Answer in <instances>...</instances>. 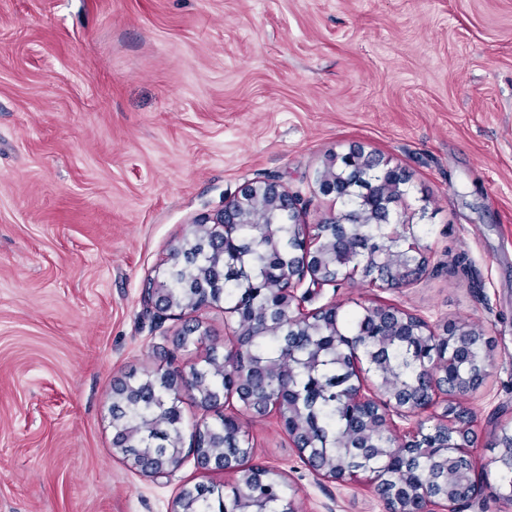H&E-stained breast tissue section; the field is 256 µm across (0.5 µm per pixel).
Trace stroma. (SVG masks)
Returning a JSON list of instances; mask_svg holds the SVG:
<instances>
[{"mask_svg": "<svg viewBox=\"0 0 512 512\" xmlns=\"http://www.w3.org/2000/svg\"><path fill=\"white\" fill-rule=\"evenodd\" d=\"M353 144L409 174L397 211L429 264L406 287L339 277L305 307L482 330L493 362L462 405L483 489L459 512H512L493 495L512 431V0H0V512H174L183 488L237 483L189 451L159 482L123 460L114 383L234 341L223 304L163 312L148 293L195 218L274 180L323 223L346 206L317 176ZM188 324L203 339L177 346ZM181 413L186 438L239 417L294 512H387L366 475L308 467L277 413Z\"/></svg>", "mask_w": 512, "mask_h": 512, "instance_id": "stroma-1", "label": "stroma"}]
</instances>
